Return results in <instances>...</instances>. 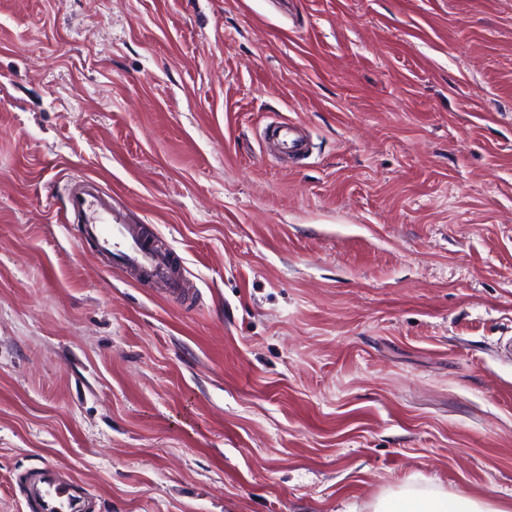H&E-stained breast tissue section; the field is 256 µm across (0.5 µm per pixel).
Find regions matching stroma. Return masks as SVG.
<instances>
[{
  "mask_svg": "<svg viewBox=\"0 0 512 512\" xmlns=\"http://www.w3.org/2000/svg\"><path fill=\"white\" fill-rule=\"evenodd\" d=\"M79 176L195 300L61 222ZM42 464L95 512L511 506L512 0H0V512ZM266 137L270 146L288 154L307 149L300 125L292 122H275ZM374 512H509L466 490L448 493L433 488L408 487L379 499Z\"/></svg>",
  "mask_w": 512,
  "mask_h": 512,
  "instance_id": "35a3bbf8",
  "label": "stroma"
}]
</instances>
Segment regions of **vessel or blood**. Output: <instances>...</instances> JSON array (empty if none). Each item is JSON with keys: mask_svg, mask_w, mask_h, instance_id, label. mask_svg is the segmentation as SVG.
I'll return each instance as SVG.
<instances>
[{"mask_svg": "<svg viewBox=\"0 0 512 512\" xmlns=\"http://www.w3.org/2000/svg\"><path fill=\"white\" fill-rule=\"evenodd\" d=\"M267 140L270 146L288 154L307 148L300 125L292 122L275 123L267 132ZM64 214L82 224L108 266L162 286L171 297L190 298L192 290L180 259L143 225L129 223L124 210L96 180L80 177L71 181ZM17 487L29 512H91L93 507L85 488L63 478L49 465L26 472Z\"/></svg>", "mask_w": 512, "mask_h": 512, "instance_id": "obj_1", "label": "vessel or blood"}]
</instances>
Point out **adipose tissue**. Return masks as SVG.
Returning a JSON list of instances; mask_svg holds the SVG:
<instances>
[{"instance_id":"adipose-tissue-1","label":"adipose tissue","mask_w":512,"mask_h":512,"mask_svg":"<svg viewBox=\"0 0 512 512\" xmlns=\"http://www.w3.org/2000/svg\"><path fill=\"white\" fill-rule=\"evenodd\" d=\"M374 512H501L490 500L460 490L408 487L379 499Z\"/></svg>"}]
</instances>
